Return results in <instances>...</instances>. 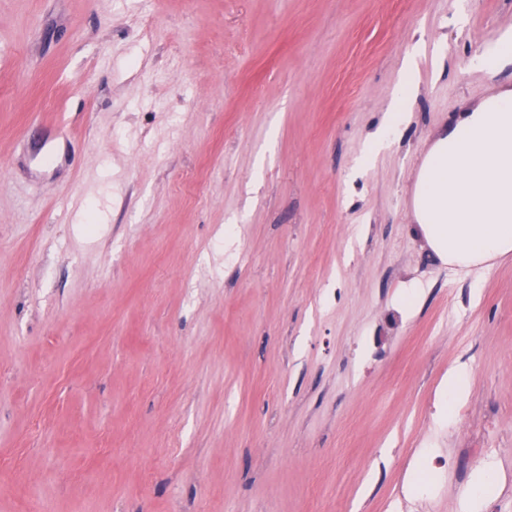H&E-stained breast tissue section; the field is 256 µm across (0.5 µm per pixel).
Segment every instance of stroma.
Here are the masks:
<instances>
[{"label":"stroma","instance_id":"1","mask_svg":"<svg viewBox=\"0 0 512 512\" xmlns=\"http://www.w3.org/2000/svg\"><path fill=\"white\" fill-rule=\"evenodd\" d=\"M507 32L512 0H0V512H389L409 449L482 446L472 512H512V255L439 261L410 203ZM468 388V381L465 373L461 370L454 369L448 373V379L444 382L442 395L444 401H457L465 397Z\"/></svg>","mask_w":512,"mask_h":512}]
</instances>
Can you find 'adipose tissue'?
<instances>
[{
	"label": "adipose tissue",
	"instance_id": "ef3b65f1",
	"mask_svg": "<svg viewBox=\"0 0 512 512\" xmlns=\"http://www.w3.org/2000/svg\"><path fill=\"white\" fill-rule=\"evenodd\" d=\"M498 98L503 111L466 113L416 176V229L440 260L461 267L512 254V161L495 147L512 145V91Z\"/></svg>",
	"mask_w": 512,
	"mask_h": 512
}]
</instances>
